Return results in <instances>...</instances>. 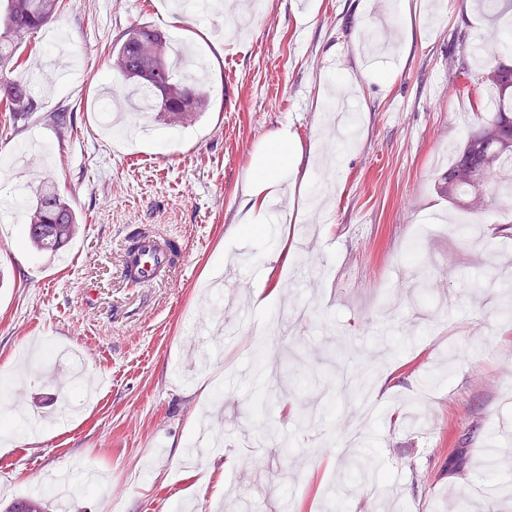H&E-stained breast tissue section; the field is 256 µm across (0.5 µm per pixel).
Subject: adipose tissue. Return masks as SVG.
Listing matches in <instances>:
<instances>
[{"mask_svg":"<svg viewBox=\"0 0 512 512\" xmlns=\"http://www.w3.org/2000/svg\"><path fill=\"white\" fill-rule=\"evenodd\" d=\"M292 138L288 131L275 133L268 151L249 177L250 188L240 205V220L233 233L239 239H247L253 226L273 224L278 215L271 203L277 199L284 185L297 179V163L288 149Z\"/></svg>","mask_w":512,"mask_h":512,"instance_id":"ef3b65f1","label":"adipose tissue"}]
</instances>
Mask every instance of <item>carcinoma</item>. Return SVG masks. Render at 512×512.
I'll use <instances>...</instances> for the list:
<instances>
[{"label":"carcinoma","instance_id":"cac0c4a2","mask_svg":"<svg viewBox=\"0 0 512 512\" xmlns=\"http://www.w3.org/2000/svg\"><path fill=\"white\" fill-rule=\"evenodd\" d=\"M64 0H5L0 16V112L9 119H25L36 109L35 101L26 86L14 83L4 75L5 66L21 67L22 53L27 38L38 28L47 25L61 14ZM138 37L125 39L112 47V68L128 73L161 56L164 66L156 74L163 85L166 99L158 100L155 111L167 117L174 125L185 124L206 111L207 93L185 80L178 62L169 56L167 43L154 38L156 28L139 24L134 27ZM484 82L496 89L493 115L481 128L471 133L459 149L448 171L438 182L440 194L448 201L471 208H480L489 201L486 186L508 167L512 159V66L492 65L483 75ZM78 230V216L70 203L51 182H44L35 192L24 237L31 248L39 253L54 255L64 247ZM349 475L364 481L377 476L374 460L355 455L347 463ZM51 504L41 496H30L11 502L4 512H50Z\"/></svg>","mask_w":512,"mask_h":512}]
</instances>
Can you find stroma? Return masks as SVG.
<instances>
[{"instance_id": "stroma-1", "label": "stroma", "mask_w": 512, "mask_h": 512, "mask_svg": "<svg viewBox=\"0 0 512 512\" xmlns=\"http://www.w3.org/2000/svg\"><path fill=\"white\" fill-rule=\"evenodd\" d=\"M67 0L13 71L38 110L0 114V502L54 512H512V195L478 213L437 189L494 95L477 57L512 65L505 19L473 0ZM208 69L192 124L107 127L128 82L108 54L134 25ZM349 84L345 140L327 121ZM66 111L72 122L49 120ZM310 165L275 236L227 234L280 129ZM80 218L46 256L21 241L40 180ZM171 233L170 277L132 287L127 235ZM274 270L276 299L253 291ZM280 384L250 406L258 364ZM365 379L377 421L352 439ZM353 453L373 483L347 481Z\"/></svg>"}]
</instances>
